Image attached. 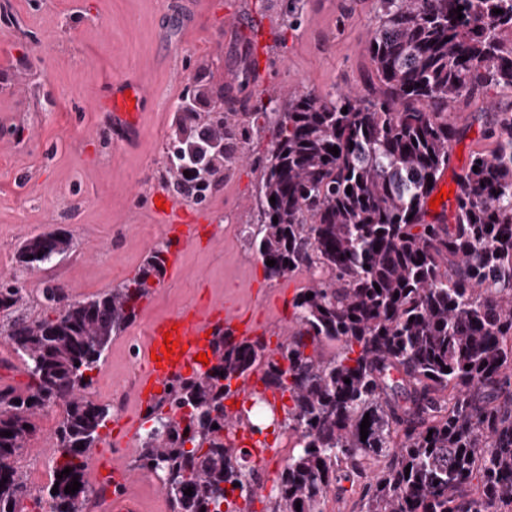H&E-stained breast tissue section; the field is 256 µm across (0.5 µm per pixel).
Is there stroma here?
Segmentation results:
<instances>
[{
	"mask_svg": "<svg viewBox=\"0 0 512 512\" xmlns=\"http://www.w3.org/2000/svg\"><path fill=\"white\" fill-rule=\"evenodd\" d=\"M182 9L180 0H0V278L20 273L29 316L43 313L46 281L81 301L132 278L149 250L165 242L151 197L173 190L166 153L176 106L195 80L247 102L244 111L225 116L249 129L223 181L202 202L178 198L186 212L204 216L197 238L92 373L89 392L102 405L111 404L114 389L141 364L151 319L195 303L228 301L267 327L270 343L292 334L291 302L309 275L267 280L242 234L255 221L261 162L274 139L262 107L269 97L284 102L295 91L320 97L367 92L364 46L378 23L377 0H305L293 24L287 0H205L195 25L183 32ZM254 13L271 22L268 88L251 79L246 22ZM132 76L148 93L139 136L119 143L100 102L114 81ZM511 107L512 97L493 87L458 104L452 118L465 133L443 175L447 183L483 145L492 113ZM55 229L70 235V250L43 268L19 272L22 243ZM60 418V409L41 411L16 460L32 493L24 501L27 512H34L33 496L49 482L48 448Z\"/></svg>",
	"mask_w": 512,
	"mask_h": 512,
	"instance_id": "obj_1",
	"label": "stroma"
}]
</instances>
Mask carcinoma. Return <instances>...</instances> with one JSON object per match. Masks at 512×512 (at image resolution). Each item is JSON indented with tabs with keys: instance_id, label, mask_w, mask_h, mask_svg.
<instances>
[{
	"instance_id": "1",
	"label": "carcinoma",
	"mask_w": 512,
	"mask_h": 512,
	"mask_svg": "<svg viewBox=\"0 0 512 512\" xmlns=\"http://www.w3.org/2000/svg\"><path fill=\"white\" fill-rule=\"evenodd\" d=\"M378 9L366 46L373 96L294 93L266 113L276 134L262 162L260 223L243 236L261 261H276L264 266L267 279L304 269L313 279L293 297L288 341L272 348L263 336L218 332L211 367L173 380L148 407L135 467L159 474L173 512H242L229 490L252 501L254 469L236 431L263 433L266 398L252 394L255 423L225 402L240 392L232 383L257 372L286 400L277 425L295 439L269 512H324L342 482L363 484L361 512H512V112L495 113L488 147L458 175L452 219L426 209L463 132L455 104L487 86L512 94V0H378ZM216 99L211 141L181 125L171 147L178 192L197 151L198 200L224 179L219 144L231 131L224 92ZM205 101L199 92L177 111L193 121ZM70 245L66 233L45 232L17 261L41 268ZM165 253L156 246L131 279L87 301L46 284L48 314L37 318L22 311L18 277L0 281V312L14 314L5 343L29 377L22 392L0 388V512H25L30 493L15 458L33 416L54 405L65 413L43 488L49 512H86L85 465L112 417L89 396V372L163 278ZM326 343L337 344L329 357ZM379 456L385 467L366 473L364 460ZM75 477L79 490L65 493Z\"/></svg>"
}]
</instances>
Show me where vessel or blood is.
Here are the masks:
<instances>
[{"mask_svg":"<svg viewBox=\"0 0 512 512\" xmlns=\"http://www.w3.org/2000/svg\"><path fill=\"white\" fill-rule=\"evenodd\" d=\"M142 84L133 80L115 82L112 93L105 102L112 114V137L125 142L136 139L139 133L138 103L143 96ZM217 330L238 339L257 335L256 324L244 321L240 313L214 302L203 306H189L172 315L150 323L145 331L143 370L139 376L136 399L139 406H146L151 398L162 391L165 385L179 376H190L199 367L198 354L211 353L207 332ZM171 334L180 351L176 360H153V353L161 352L164 334ZM136 481L134 474H126L117 482L106 498H92L91 512H144L140 499L132 490Z\"/></svg>","mask_w":512,"mask_h":512,"instance_id":"vessel-or-blood-1","label":"vessel or blood"}]
</instances>
